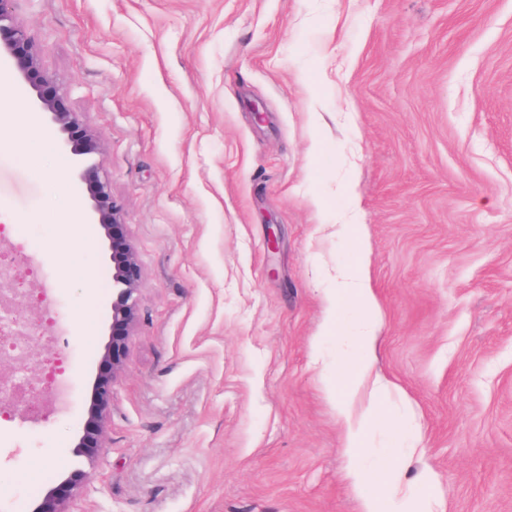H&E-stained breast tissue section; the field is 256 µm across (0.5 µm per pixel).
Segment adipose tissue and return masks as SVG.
<instances>
[{"label":"adipose tissue","instance_id":"1","mask_svg":"<svg viewBox=\"0 0 512 512\" xmlns=\"http://www.w3.org/2000/svg\"><path fill=\"white\" fill-rule=\"evenodd\" d=\"M326 300V334L335 336L337 343L354 348L359 355L354 365L337 361L336 376L328 387L341 429L345 477L357 493L359 512H437L434 496L414 493L403 480L401 462L415 452L414 427H407L404 447L388 449L377 457L374 470H367L364 465L365 437L373 424L382 422L381 404L390 389L374 370L380 307L366 261L345 268ZM344 302L352 303L359 313L357 330L351 336L341 333L339 306ZM373 471L380 474L383 491L370 490L369 474Z\"/></svg>","mask_w":512,"mask_h":512}]
</instances>
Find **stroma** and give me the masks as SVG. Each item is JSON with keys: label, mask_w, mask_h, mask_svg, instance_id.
Here are the masks:
<instances>
[{"label": "stroma", "mask_w": 512, "mask_h": 512, "mask_svg": "<svg viewBox=\"0 0 512 512\" xmlns=\"http://www.w3.org/2000/svg\"><path fill=\"white\" fill-rule=\"evenodd\" d=\"M64 103L101 136L143 270L103 445L77 457L112 339V245L65 246L90 200L74 158L0 68V257L33 330L19 363L68 412L0 418V512H31L70 464L69 512H358L316 349L328 272L361 225L392 384L367 463L414 421L405 479L443 512H512V0H16ZM262 105L256 121L252 103ZM280 229L269 251V225ZM90 278H82L83 270ZM66 332L42 339L34 291ZM57 224L65 226L64 235L62 236L65 241L81 240L89 234L87 228L73 225L77 224V204L75 201H71L67 208L59 214ZM61 358L54 359V365L51 367L48 375L49 394L46 402L55 406H64L70 398L71 388L68 383L65 371L61 368Z\"/></svg>", "instance_id": "1"}]
</instances>
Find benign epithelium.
<instances>
[{
  "mask_svg": "<svg viewBox=\"0 0 512 512\" xmlns=\"http://www.w3.org/2000/svg\"><path fill=\"white\" fill-rule=\"evenodd\" d=\"M15 0H0V66L14 69L35 93L36 104L48 115L49 123L63 135L64 145L77 156L74 174L92 202L90 221L98 224L112 239V343L105 347L104 358L112 363L110 373L101 376L87 406L84 435L78 447L84 454L101 446L109 416L115 382L121 372L126 340L136 319L135 293L143 280L142 268L132 245L121 233L124 210L115 200L107 178L94 166H84L82 157L101 150L98 136L84 128L79 116L64 106V87L41 66L40 52L28 27L13 18ZM86 480V474L74 469L56 487L49 490L33 512H67V501Z\"/></svg>",
  "mask_w": 512,
  "mask_h": 512,
  "instance_id": "benign-epithelium-1",
  "label": "benign epithelium"
}]
</instances>
